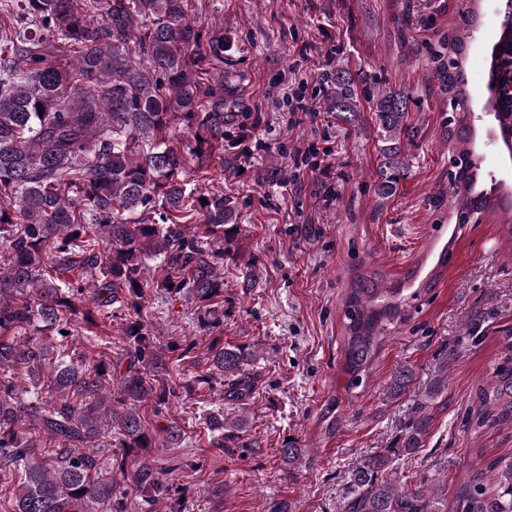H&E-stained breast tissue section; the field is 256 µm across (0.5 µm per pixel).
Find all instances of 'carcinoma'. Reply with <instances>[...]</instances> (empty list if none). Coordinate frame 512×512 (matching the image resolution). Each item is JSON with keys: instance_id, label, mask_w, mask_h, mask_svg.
<instances>
[{"instance_id": "cac0c4a2", "label": "carcinoma", "mask_w": 512, "mask_h": 512, "mask_svg": "<svg viewBox=\"0 0 512 512\" xmlns=\"http://www.w3.org/2000/svg\"><path fill=\"white\" fill-rule=\"evenodd\" d=\"M463 54L457 26L428 50L448 96V197L460 228L509 205L507 184H480ZM487 90L484 110L507 136L509 19L492 50ZM361 96L380 129L375 191L384 201L407 170L410 97L339 61L323 74L327 111L352 116ZM219 146L224 32L202 31L193 0H0V484L19 477L11 496L0 498L3 512H97L101 505L127 512L116 477L150 505L176 494L149 457L153 448L180 447L185 432L172 423L156 438L141 409L175 394L174 372L194 344L160 342L151 322L183 299L195 304L203 328L222 324L224 257L241 237L237 202L184 180L188 157L206 160ZM152 258L159 276L150 279L144 270ZM351 272L341 364L355 390L438 274L406 294L364 262ZM113 319L121 321L123 367L112 363V339L98 333ZM76 333L87 341L80 352L69 343ZM208 351L210 370L196 382L211 388L221 378L227 404L249 394L251 351L220 336ZM457 355L458 346L448 350L392 445L351 471L341 512H448L439 491L400 484L392 463L424 447ZM416 378L413 367L398 368L390 394L406 392ZM338 411L339 401L330 400L324 434L335 433ZM465 425L512 428V328L500 330ZM206 426L214 447L237 448L247 422L219 413ZM279 453L290 471L304 458L294 440ZM455 512H512V457L473 449Z\"/></svg>"}]
</instances>
